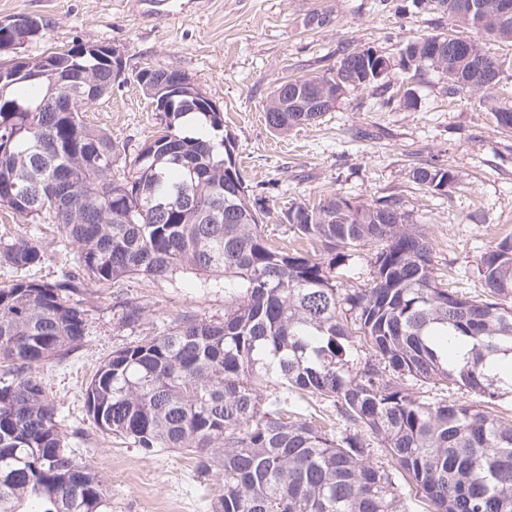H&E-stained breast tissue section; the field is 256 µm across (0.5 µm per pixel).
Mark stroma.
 I'll list each match as a JSON object with an SVG mask.
<instances>
[{"instance_id":"obj_1","label":"stroma","mask_w":512,"mask_h":512,"mask_svg":"<svg viewBox=\"0 0 512 512\" xmlns=\"http://www.w3.org/2000/svg\"><path fill=\"white\" fill-rule=\"evenodd\" d=\"M42 19L45 36L19 49L22 57L78 43L119 50L126 79L87 114L92 125L136 154L157 132L151 99L136 82L141 69H176L224 114V132L254 198L269 212L267 231L279 245L296 246L286 211L327 194L364 205L393 198L422 226L444 287L477 296L482 249L512 237V133L499 130L478 95L448 96L437 72L409 78L393 69L382 85L349 91L317 121L279 132L264 109L287 79L320 76L343 50L372 47L398 57L421 34L471 37L469 28L412 0H202L193 12L148 19L122 0H0V18ZM448 166L460 176L448 193L418 184L420 167ZM43 236L44 263L18 271L0 264V286L25 277L62 280L76 248L53 224H26L0 207V240ZM188 275L85 281L76 294L86 314L81 346L42 373L78 461L106 483L104 512H209L222 490L216 472L164 451L147 454L103 434L87 416L83 394L100 364L126 344L159 336L186 314L220 322L224 292L188 287ZM145 307L125 323V303Z\"/></svg>"}]
</instances>
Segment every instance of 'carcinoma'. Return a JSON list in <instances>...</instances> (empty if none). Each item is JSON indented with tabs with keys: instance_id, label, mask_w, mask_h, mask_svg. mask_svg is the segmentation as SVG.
I'll list each match as a JSON object with an SVG mask.
<instances>
[{
	"instance_id": "obj_1",
	"label": "carcinoma",
	"mask_w": 512,
	"mask_h": 512,
	"mask_svg": "<svg viewBox=\"0 0 512 512\" xmlns=\"http://www.w3.org/2000/svg\"><path fill=\"white\" fill-rule=\"evenodd\" d=\"M463 0L440 11L474 32L466 51L434 58L448 34H422L405 46L400 69L437 70L448 94L482 93L497 127L512 133V102L494 100L496 84L476 77L486 37L512 42V18L475 23ZM44 23L0 40L31 42ZM355 75L382 81L372 62L343 52ZM46 67L53 80L12 77ZM138 85L152 102L173 94L185 74L146 69ZM336 68L314 78L336 94ZM108 46L83 45L0 62V206L27 224L56 223L76 246L75 268L51 284L18 278L0 287V512H101L108 489L77 461L60 428L39 369L82 344L84 311L70 294L85 279L101 284L137 276H200L197 287L224 289V321L183 316L160 336L131 342L101 364L85 389L88 415L102 432L147 453L194 454L201 471L216 456L222 494L211 512H408L416 492L429 512H512V420L494 409L500 380L487 360L512 354V237L487 246L477 270L484 297L440 287L433 248L395 199L356 205L334 196L288 210L298 237L318 253L290 252L264 233L267 211L227 174L231 141L213 101L196 107L174 97L156 113L160 130L134 157L85 121L112 90ZM281 82L266 119L283 130L296 117L297 92ZM288 103V111L274 105ZM436 192L459 175L450 167L414 170ZM367 242L378 249L365 288L336 285V266ZM48 258V245L19 236L0 245V263L24 270ZM469 344L454 364L450 338ZM372 355L364 359L358 349ZM452 384L473 403L419 391ZM330 402L344 428L327 432L288 395ZM367 432L387 462L372 458ZM407 477L401 484L395 475Z\"/></svg>"
}]
</instances>
